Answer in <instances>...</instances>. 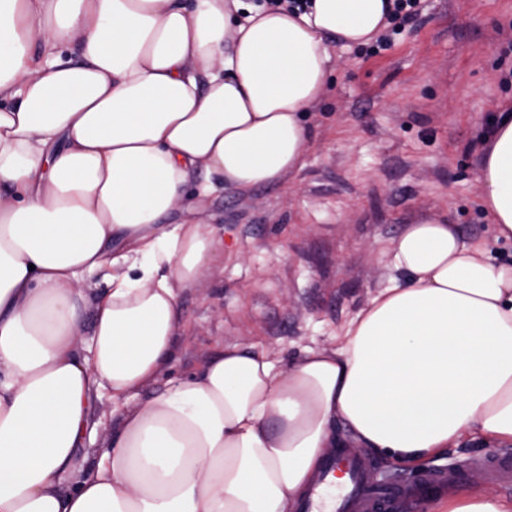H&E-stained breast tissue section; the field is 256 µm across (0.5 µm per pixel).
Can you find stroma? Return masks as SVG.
Listing matches in <instances>:
<instances>
[{
	"label": "stroma",
	"mask_w": 512,
	"mask_h": 512,
	"mask_svg": "<svg viewBox=\"0 0 512 512\" xmlns=\"http://www.w3.org/2000/svg\"><path fill=\"white\" fill-rule=\"evenodd\" d=\"M512 0H421L390 48L337 51V68L310 121L306 167L284 184L225 191L200 206L223 225L235 255L181 297L188 333L172 374L218 347L256 344L290 362L330 349L343 326L389 284L403 225L437 216L490 240L477 173L486 124L512 102ZM512 446L462 439L423 469L451 478L440 494L475 488L512 501V478L486 460Z\"/></svg>",
	"instance_id": "obj_1"
}]
</instances>
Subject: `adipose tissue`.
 <instances>
[{
    "mask_svg": "<svg viewBox=\"0 0 512 512\" xmlns=\"http://www.w3.org/2000/svg\"><path fill=\"white\" fill-rule=\"evenodd\" d=\"M394 3L0 0V512H299L329 448L411 467L512 445L507 109L477 177L491 242L405 225L398 279L336 348L169 373L182 293L224 266L200 203L305 167L332 44L370 43Z\"/></svg>",
    "mask_w": 512,
    "mask_h": 512,
    "instance_id": "ef3b65f1",
    "label": "adipose tissue"
}]
</instances>
